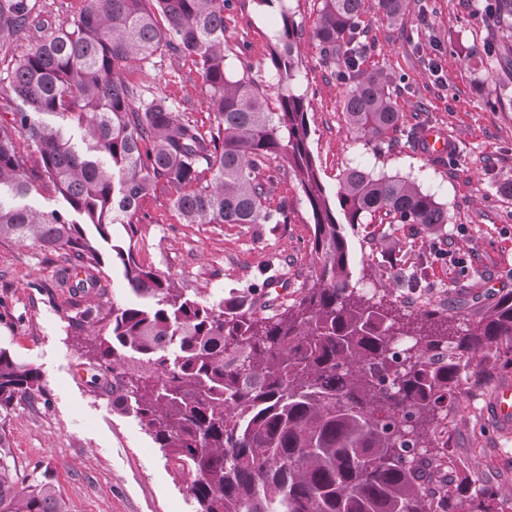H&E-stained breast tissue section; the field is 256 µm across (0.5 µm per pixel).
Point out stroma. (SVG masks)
Returning <instances> with one entry per match:
<instances>
[{
	"label": "stroma",
	"mask_w": 512,
	"mask_h": 512,
	"mask_svg": "<svg viewBox=\"0 0 512 512\" xmlns=\"http://www.w3.org/2000/svg\"><path fill=\"white\" fill-rule=\"evenodd\" d=\"M30 3L48 25L21 41L0 34V123L20 106L9 86L13 70L82 6L81 0ZM478 6V0H411L391 24L382 19L378 0H364L361 40L367 50L359 69L389 76L406 125L424 121L451 139L450 153L441 157L424 155L401 135L379 154L356 142L343 111L350 80L323 65L315 40L301 45L298 88L311 101L310 149L327 189L336 190L345 170L359 165L410 178L448 209L437 234L377 217L346 231L353 286L410 311L429 305L453 314L458 293L512 289V196L500 190L512 180V87L504 103L495 86L482 95L473 89L486 76V44H503L497 19L475 15ZM278 20V6L258 0H234L224 13L227 63L249 69L273 111L279 98L270 54ZM127 78L144 97H168L198 123L213 118L191 59L165 52L147 66L130 67ZM271 172L277 183L268 204L288 201L286 224L182 223L171 203L174 189L161 182L141 202L135 236L116 224L112 239L131 245L141 265L169 276L190 296L217 302L266 282L272 293L292 296L311 277L312 218L287 163L272 161ZM61 264L57 253L38 245L0 239V347L36 367L43 386L34 402L20 403L0 422L19 486L51 481L69 512H192L189 477L175 476L138 420L113 412L111 396L92 384L94 370L68 333L77 308L54 286ZM418 271L420 288L411 280ZM469 372L484 380L464 384L448 421V446L473 479L498 485L508 510L512 430L498 425L490 401L499 385L512 383V371L496 372L493 356L485 355Z\"/></svg>",
	"instance_id": "35a3bbf8"
}]
</instances>
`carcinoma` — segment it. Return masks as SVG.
Listing matches in <instances>:
<instances>
[{
    "label": "carcinoma",
    "instance_id": "carcinoma-1",
    "mask_svg": "<svg viewBox=\"0 0 512 512\" xmlns=\"http://www.w3.org/2000/svg\"><path fill=\"white\" fill-rule=\"evenodd\" d=\"M406 0H379L395 23ZM15 68L23 103L0 124V237L65 252L55 287L77 299L103 296L95 274L100 247L121 265L140 305L112 303V320L89 364L111 375L112 411L134 415L187 487L194 512H498L490 484L454 475L446 453L411 454L428 434L448 431L462 377L476 356L495 353L512 368V290L481 302L465 327L439 308L411 316L373 302L351 285L352 254L341 224L382 213L436 232L448 209L400 176L347 169L335 195L309 147L311 101L292 83L303 60L304 27L280 5L271 53L279 111L247 73L230 72L224 10L231 0H83ZM363 0H321L313 39L322 62L357 75L344 112L350 131L382 149L390 135L417 141L383 73L358 74ZM512 33V0H494ZM41 24L27 0H0V31L17 40ZM197 65L214 123L205 127L165 97L143 98L126 80L135 63L161 50ZM487 77L512 73L506 54L488 50ZM22 135L39 153L57 207L37 212L17 200L36 189L18 151ZM284 159L313 221L315 279L292 302L257 288L212 303L112 242L111 227L135 234L140 201L163 181L185 224H286L288 203L267 206ZM89 306L75 333L97 324ZM40 372L0 347V418L40 392ZM0 512H67L55 486L16 490L1 450Z\"/></svg>",
    "mask_w": 512,
    "mask_h": 512
}]
</instances>
